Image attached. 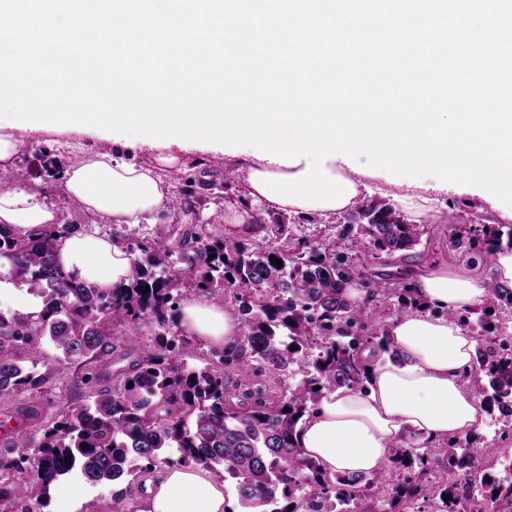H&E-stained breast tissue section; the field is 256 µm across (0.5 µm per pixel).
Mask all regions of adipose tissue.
<instances>
[{"label": "adipose tissue", "mask_w": 512, "mask_h": 512, "mask_svg": "<svg viewBox=\"0 0 512 512\" xmlns=\"http://www.w3.org/2000/svg\"><path fill=\"white\" fill-rule=\"evenodd\" d=\"M63 145L80 155L64 172L61 192L66 201L109 224L134 225L168 209L174 199L163 170L179 167L178 145L140 144L147 162L125 161L111 144L88 151L87 133L66 130ZM328 173L352 182L355 194L341 208L299 207L267 200L255 186L246 194L264 204L263 215L287 214L330 220L365 204L371 177L354 172L343 159L326 160ZM437 188L410 183L397 186L388 203L408 223L434 212ZM59 209L35 187L0 188V224L34 231L58 223ZM56 259L68 280L100 291H117L131 283L132 257L106 235L78 232L58 238ZM493 278L479 263L469 267L435 263L419 270L414 286L420 306L393 318L389 334L401 358L371 363L367 393L342 387L324 392L315 414L303 417L296 440L306 457L329 474L380 471L404 433L420 441L463 436L481 428L480 401L461 378L476 354L477 342L455 320V313L476 309L490 296L491 285L512 288V251L497 250L490 258ZM180 327L185 335L225 349L238 345L242 323L234 312L204 295L182 302ZM137 512H227L223 474L201 466L163 468L149 474Z\"/></svg>", "instance_id": "1"}]
</instances>
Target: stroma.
I'll return each instance as SVG.
<instances>
[{
  "label": "stroma",
  "mask_w": 512,
  "mask_h": 512,
  "mask_svg": "<svg viewBox=\"0 0 512 512\" xmlns=\"http://www.w3.org/2000/svg\"><path fill=\"white\" fill-rule=\"evenodd\" d=\"M54 157L59 167H67L71 158L60 149L53 134L43 133L29 139L26 147L18 155L16 167L25 172L27 179H41L46 190L47 200L55 204L65 224H77L82 229L110 234L112 227L101 221L94 220L79 207L65 202L58 192V178L48 177L42 167L44 156ZM180 170L168 172L166 179L174 188H183L185 183H192L195 190L192 210L203 221L213 224L217 234L236 232L237 236H246V228L230 229L223 221L224 205L228 202L244 203L246 210L256 213L260 207L253 201L244 198V173L248 165L247 158L235 160L234 173H227L224 164L211 156L200 153H188L181 159ZM440 211L434 215L422 218L420 227L422 235L419 244L414 248L396 253L388 263L377 264L372 260V247L368 238L358 237L350 241L349 246L362 261L370 263L373 272L393 274L403 281L413 282L418 269L434 261H448L457 264L465 263L467 254L453 246L450 241L451 228L448 223L449 214L456 213L463 218H470L479 224H496L500 221L498 212L486 208L478 209L466 205L462 196L448 194L442 196ZM21 364L26 370L35 374L46 376L47 381L41 392L37 395L29 393H15L8 398L0 400V410L20 403L29 398H36L48 412H55L61 402H84L87 388L80 378L85 368L81 362H72L69 366L68 377L65 381H58L53 375L54 360L57 351L49 340H42L38 352L21 350L19 353ZM62 489L71 493L69 499L70 512H112V496L116 490L112 484H91L81 475L75 474L61 480Z\"/></svg>",
  "instance_id": "stroma-1"
}]
</instances>
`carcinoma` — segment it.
I'll list each match as a JSON object with an SVG mask.
<instances>
[{"label":"carcinoma","instance_id":"obj_1","mask_svg":"<svg viewBox=\"0 0 512 512\" xmlns=\"http://www.w3.org/2000/svg\"><path fill=\"white\" fill-rule=\"evenodd\" d=\"M366 212L368 235L383 254L419 243V225L389 207L370 204ZM356 228L344 224L338 240L317 245L293 234L280 215L263 225L260 241L221 237L197 222L173 224L156 240L114 233L112 240L133 256L132 281L124 291L101 294L57 268L55 242L77 225L22 234L1 224L0 261L39 290L43 309L35 318L0 314V398L46 383L16 358L46 337L60 351L58 379L68 377L70 360L89 366L82 382L91 396L50 417L40 437L15 434L11 459L0 461L11 474L0 479V512H47L50 487L74 473L93 484L131 477L112 496L113 510L136 512L132 484L171 464L223 470L236 481L238 506L250 512H399L401 504L412 512H512V477L489 472L504 448L489 452L458 437L440 448L409 434L391 450L387 467L368 477L331 476L295 443L298 421L314 414L323 392L366 391L364 349L400 359L382 323L384 308L417 309L415 288L406 282L374 283L367 298L378 302L372 308L348 300L358 265L339 241ZM455 236L456 247L486 259L512 248L511 224H471ZM185 288L228 304L243 323L239 346L203 367L184 362L193 351L177 330ZM506 312L512 313V289L496 285L484 306L456 315L477 333V355L462 380L498 408L501 440L512 434V334L499 325ZM149 317L158 329L144 337L135 363L111 387L97 388L99 374L90 364L110 359L122 330L136 331ZM298 363L305 366L301 382L276 393L273 382Z\"/></svg>","mask_w":512,"mask_h":512}]
</instances>
